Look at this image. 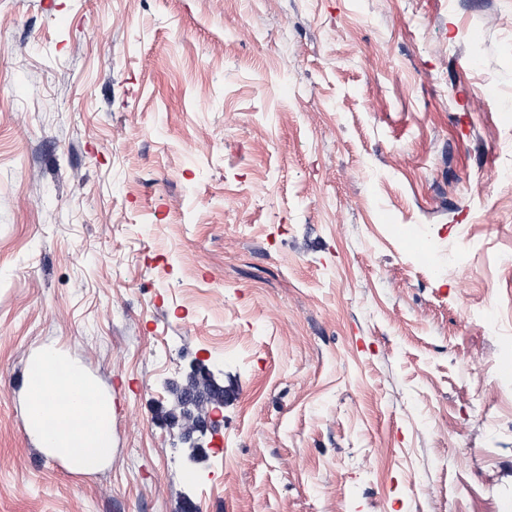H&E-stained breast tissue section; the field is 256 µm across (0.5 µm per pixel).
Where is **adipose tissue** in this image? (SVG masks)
Wrapping results in <instances>:
<instances>
[{
  "label": "adipose tissue",
  "instance_id": "obj_1",
  "mask_svg": "<svg viewBox=\"0 0 512 512\" xmlns=\"http://www.w3.org/2000/svg\"><path fill=\"white\" fill-rule=\"evenodd\" d=\"M26 422L47 456L90 476L112 460V396L58 349H43L26 369Z\"/></svg>",
  "mask_w": 512,
  "mask_h": 512
}]
</instances>
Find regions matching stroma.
I'll return each mask as SVG.
<instances>
[{
    "instance_id": "1",
    "label": "stroma",
    "mask_w": 512,
    "mask_h": 512,
    "mask_svg": "<svg viewBox=\"0 0 512 512\" xmlns=\"http://www.w3.org/2000/svg\"><path fill=\"white\" fill-rule=\"evenodd\" d=\"M507 168L512 0H0V512H512ZM47 347L96 475L26 428ZM26 422L47 456L90 476L112 461V395L59 349H42L26 369ZM65 396L67 403H53Z\"/></svg>"
}]
</instances>
